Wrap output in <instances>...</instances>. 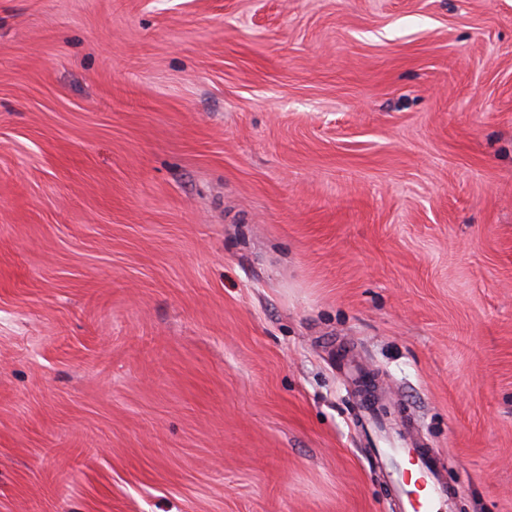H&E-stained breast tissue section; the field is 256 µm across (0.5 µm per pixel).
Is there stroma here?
Instances as JSON below:
<instances>
[{"mask_svg":"<svg viewBox=\"0 0 512 512\" xmlns=\"http://www.w3.org/2000/svg\"><path fill=\"white\" fill-rule=\"evenodd\" d=\"M353 364L512 512V0H0V512H391Z\"/></svg>","mask_w":512,"mask_h":512,"instance_id":"35a3bbf8","label":"stroma"}]
</instances>
